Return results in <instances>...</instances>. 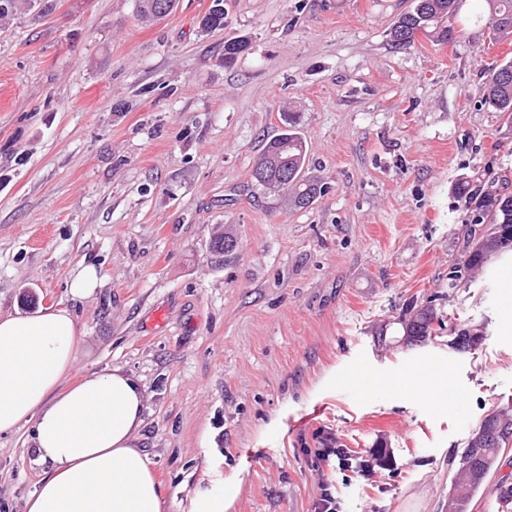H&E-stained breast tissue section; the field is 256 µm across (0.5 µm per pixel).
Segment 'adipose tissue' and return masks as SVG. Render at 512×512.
I'll return each instance as SVG.
<instances>
[{"label": "adipose tissue", "instance_id": "ef3b65f1", "mask_svg": "<svg viewBox=\"0 0 512 512\" xmlns=\"http://www.w3.org/2000/svg\"><path fill=\"white\" fill-rule=\"evenodd\" d=\"M80 330L68 309L0 314V434L33 427L45 472L26 512H163L164 499L136 434L139 382L113 369L66 386Z\"/></svg>", "mask_w": 512, "mask_h": 512}]
</instances>
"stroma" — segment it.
<instances>
[{"label": "stroma", "instance_id": "1", "mask_svg": "<svg viewBox=\"0 0 512 512\" xmlns=\"http://www.w3.org/2000/svg\"><path fill=\"white\" fill-rule=\"evenodd\" d=\"M177 0L148 25L137 0H37L0 24V312L64 307L82 329L72 380L122 369L144 387L136 435L164 512L201 495L227 512H448L473 431L512 407V253L436 299L468 219L453 187L512 178V123L478 107L512 35L458 0L447 44L389 30L411 0ZM248 51L223 62L224 39ZM300 115L328 190L286 209L249 192L279 110ZM235 259L210 264L219 226ZM94 266L101 287L70 285ZM433 303L445 329L407 343ZM485 328L473 349L456 329ZM448 378L462 408L417 389L360 393L348 372ZM349 459L316 461L324 436ZM31 432L0 434V512H25L43 472ZM385 463L361 472L373 449ZM435 321L441 324L430 302L424 306H418L417 303H414L400 322L403 336H406L407 341L421 342L437 331L434 329Z\"/></svg>", "mask_w": 512, "mask_h": 512}]
</instances>
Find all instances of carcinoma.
Listing matches in <instances>:
<instances>
[{
    "label": "carcinoma",
    "instance_id": "carcinoma-1",
    "mask_svg": "<svg viewBox=\"0 0 512 512\" xmlns=\"http://www.w3.org/2000/svg\"><path fill=\"white\" fill-rule=\"evenodd\" d=\"M167 4L172 11L176 0H138L137 17L142 23L157 19L156 6ZM489 28L495 35L512 34V0H487ZM34 0H0V19L30 9ZM457 0H412L408 11L401 14L389 31V40L395 48L415 41L422 33L438 44L454 38L450 24L456 14ZM224 0H212L208 12L201 18L199 28L204 32L224 29ZM248 40L242 36L224 40V63L231 64L245 53ZM480 105L500 112L512 121V61L490 70L479 99ZM282 130L272 137L259 154L252 169L251 191L265 199L294 209L312 205L324 195L328 187L308 175L309 159L306 141L299 130L295 112L280 114ZM457 197L470 211V225L462 230L460 262L448 272V289L468 284L469 275L489 262L497 253L512 247V180L507 176L465 178L455 186ZM238 248L237 233L227 225L216 235L209 251L210 260L220 266L236 253L224 252V242ZM439 318L432 305L412 304L401 320L403 335L408 341H422L435 332ZM502 428L498 443L486 442L491 428ZM512 446V409L496 408L481 421L461 455L457 477L448 491V512H467L468 505L484 481L495 470L499 459Z\"/></svg>",
    "mask_w": 512,
    "mask_h": 512
}]
</instances>
